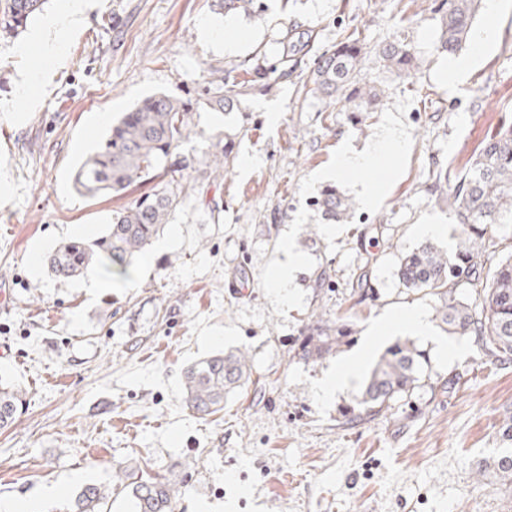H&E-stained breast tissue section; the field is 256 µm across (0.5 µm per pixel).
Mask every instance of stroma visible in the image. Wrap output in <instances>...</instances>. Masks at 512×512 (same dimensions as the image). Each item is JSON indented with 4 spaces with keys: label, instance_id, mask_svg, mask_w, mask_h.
I'll return each mask as SVG.
<instances>
[{
    "label": "stroma",
    "instance_id": "1",
    "mask_svg": "<svg viewBox=\"0 0 512 512\" xmlns=\"http://www.w3.org/2000/svg\"><path fill=\"white\" fill-rule=\"evenodd\" d=\"M433 3L262 0L256 14L227 18L211 0H97L61 58L37 56L30 32L0 41V381L26 397L0 430V502L24 497L32 512H52L132 462L178 482L177 512H512V483L479 470L512 416V362L490 363L473 338L444 332L434 301L397 276L399 256L426 240L421 225H447L436 242L454 248L461 228L435 178L456 184L490 131L512 121V10L497 42L439 54ZM228 22L244 36L232 54ZM354 31L370 51L402 33L421 60L407 76L364 68L361 81L384 96L355 119L304 89L317 57ZM301 34L308 46L271 90L238 94L230 112H189L190 135L171 157L184 178L167 247L150 246L129 281L52 276L59 245L96 237L140 193L87 197L73 185L121 113L160 93L195 101L214 70L275 64L283 37ZM454 63L467 73L452 85ZM42 70L55 78L31 83L32 111L17 81ZM392 120L403 149L362 172L338 169L343 149H367ZM219 145L230 151L224 178L211 166ZM362 182L378 192L373 207ZM328 183L352 204L338 222L314 204ZM286 238L305 262L284 292L272 282ZM414 308L435 326L434 340L418 342L429 357L421 388L343 425L364 382L324 399L319 380L369 329ZM317 315L354 333L338 355L306 362L294 348ZM235 348L248 351L254 383L222 413L192 414L184 368Z\"/></svg>",
    "mask_w": 512,
    "mask_h": 512
}]
</instances>
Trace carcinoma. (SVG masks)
Masks as SVG:
<instances>
[{
	"label": "carcinoma",
	"mask_w": 512,
	"mask_h": 512,
	"mask_svg": "<svg viewBox=\"0 0 512 512\" xmlns=\"http://www.w3.org/2000/svg\"><path fill=\"white\" fill-rule=\"evenodd\" d=\"M226 15L257 12L256 0H213ZM47 0H0V38L15 37L43 11ZM478 0H440V34L436 51L454 53L469 37ZM398 75L418 67L419 59L400 38L379 47L373 56L364 51L362 39L352 32L334 49L319 56L313 70L314 90L341 96L347 101L374 104L383 90L356 80L367 63ZM230 75L214 71L205 97L209 104L226 111L234 98L223 95ZM188 108L165 94L144 99L112 125L109 134L77 169L74 184L87 196L125 193L130 187L150 185L112 218L105 230L91 241L74 240L49 257V269L61 279L76 278L92 269H102L123 281L131 275V260L143 253L164 229L179 204L174 187L183 180V169L163 165L189 136ZM448 211L461 226L455 250L445 252L432 242L400 256L397 276L402 284L434 298L444 330L451 335L472 336L491 361H512V262H500L487 270L489 284L473 301L463 302L457 288L483 266L482 257L501 249L512 251L497 233L500 224L512 223V123L502 124L489 136L468 171L447 191L436 185ZM318 205L331 220L349 211L347 199L334 187L321 191ZM349 325L316 319L306 325L296 355L317 361L335 355L347 342ZM426 355L409 340H398L381 356L366 385L358 411L343 415V424L353 426L366 418L385 414L392 403L419 387ZM251 359L242 349L218 351L191 363L184 371L183 403L192 413L209 416L224 409L228 399L248 383ZM24 394L0 384V429L10 427L23 407ZM495 474L512 482V451H504L486 464ZM115 487L131 503L132 512H176L179 489L158 478H144L139 469L118 465L112 473ZM112 487L88 482L63 503L61 512H110Z\"/></svg>",
	"instance_id": "obj_1"
}]
</instances>
